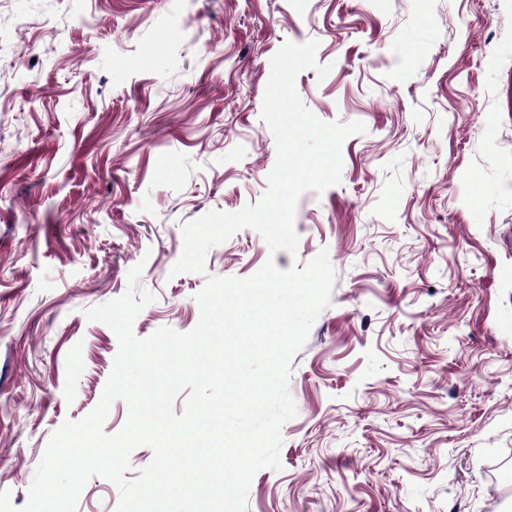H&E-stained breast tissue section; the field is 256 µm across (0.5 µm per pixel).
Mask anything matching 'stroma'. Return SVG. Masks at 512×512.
<instances>
[{"instance_id": "stroma-1", "label": "stroma", "mask_w": 512, "mask_h": 512, "mask_svg": "<svg viewBox=\"0 0 512 512\" xmlns=\"http://www.w3.org/2000/svg\"><path fill=\"white\" fill-rule=\"evenodd\" d=\"M362 122L303 192L295 252L237 230L172 275L182 226L257 203L277 160L271 59ZM329 66L319 78L317 66ZM327 251L330 304L291 364L281 470L247 512H512V0H0V492L98 404L129 284L137 338L192 331L211 277ZM140 267L137 281L129 272ZM95 476L77 512H117Z\"/></svg>"}]
</instances>
